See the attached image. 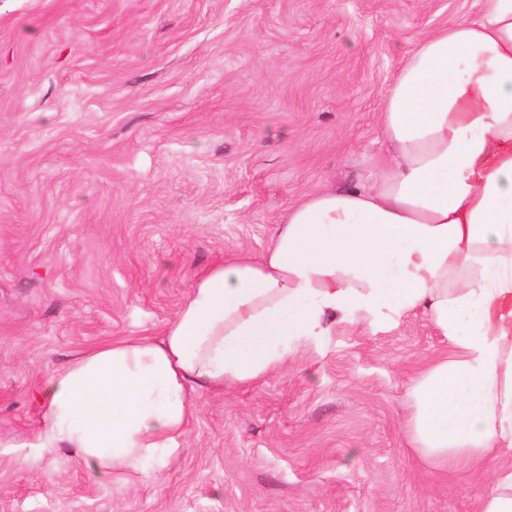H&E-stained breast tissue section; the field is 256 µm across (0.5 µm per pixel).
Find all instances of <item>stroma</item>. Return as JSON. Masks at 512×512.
Returning a JSON list of instances; mask_svg holds the SVG:
<instances>
[{
  "instance_id": "1",
  "label": "stroma",
  "mask_w": 512,
  "mask_h": 512,
  "mask_svg": "<svg viewBox=\"0 0 512 512\" xmlns=\"http://www.w3.org/2000/svg\"><path fill=\"white\" fill-rule=\"evenodd\" d=\"M487 0H0V512H475L424 461L406 385L452 354L422 315L337 320L281 372L203 393L127 492L31 441L32 391L158 336L198 274L289 206L369 178L421 35Z\"/></svg>"
}]
</instances>
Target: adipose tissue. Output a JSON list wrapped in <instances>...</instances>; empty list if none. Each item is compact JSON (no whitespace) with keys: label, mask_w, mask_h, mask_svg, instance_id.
Returning a JSON list of instances; mask_svg holds the SVG:
<instances>
[{"label":"adipose tissue","mask_w":512,"mask_h":512,"mask_svg":"<svg viewBox=\"0 0 512 512\" xmlns=\"http://www.w3.org/2000/svg\"><path fill=\"white\" fill-rule=\"evenodd\" d=\"M381 112L369 182L291 205L267 251L204 270L159 337L49 374L33 447L128 489L167 466L203 392L285 369L337 319L420 314L458 353L407 388L417 449L491 470L479 512H512V0L418 39Z\"/></svg>","instance_id":"adipose-tissue-1"}]
</instances>
